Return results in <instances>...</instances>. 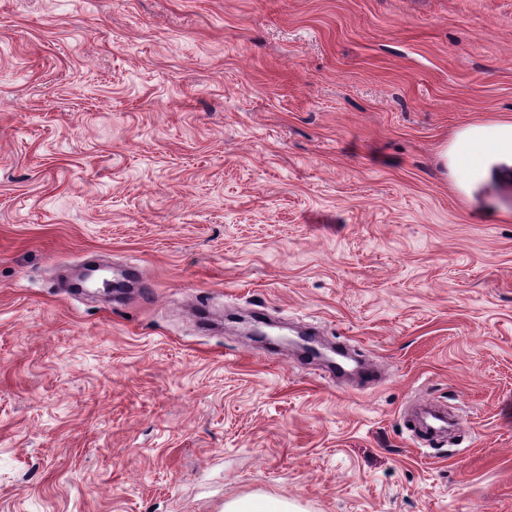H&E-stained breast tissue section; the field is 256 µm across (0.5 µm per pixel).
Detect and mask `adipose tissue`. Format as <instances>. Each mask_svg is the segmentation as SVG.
I'll return each mask as SVG.
<instances>
[{"mask_svg": "<svg viewBox=\"0 0 512 512\" xmlns=\"http://www.w3.org/2000/svg\"><path fill=\"white\" fill-rule=\"evenodd\" d=\"M466 140L472 144V151L456 153L455 160L469 176L489 175L493 159L512 165V124L473 127Z\"/></svg>", "mask_w": 512, "mask_h": 512, "instance_id": "1", "label": "adipose tissue"}]
</instances>
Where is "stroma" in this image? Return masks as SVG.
<instances>
[{
  "label": "stroma",
  "instance_id": "35a3bbf8",
  "mask_svg": "<svg viewBox=\"0 0 512 512\" xmlns=\"http://www.w3.org/2000/svg\"><path fill=\"white\" fill-rule=\"evenodd\" d=\"M500 123L512 0H0V512H512V167L441 156ZM225 512H288V504L278 500H235L224 505Z\"/></svg>",
  "mask_w": 512,
  "mask_h": 512
}]
</instances>
